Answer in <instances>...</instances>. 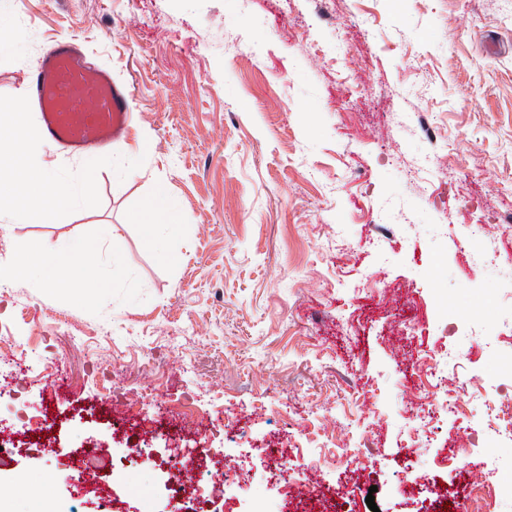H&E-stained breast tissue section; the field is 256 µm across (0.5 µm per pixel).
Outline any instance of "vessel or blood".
<instances>
[{"label": "vessel or blood", "mask_w": 512, "mask_h": 512, "mask_svg": "<svg viewBox=\"0 0 512 512\" xmlns=\"http://www.w3.org/2000/svg\"><path fill=\"white\" fill-rule=\"evenodd\" d=\"M26 89L39 109L46 138L73 153L110 146L127 131L130 88L109 70L91 67L73 39H59L28 75Z\"/></svg>", "instance_id": "vessel-or-blood-1"}]
</instances>
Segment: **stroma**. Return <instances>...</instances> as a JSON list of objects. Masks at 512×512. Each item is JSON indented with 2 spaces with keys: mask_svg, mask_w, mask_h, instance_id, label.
<instances>
[{
  "mask_svg": "<svg viewBox=\"0 0 512 512\" xmlns=\"http://www.w3.org/2000/svg\"><path fill=\"white\" fill-rule=\"evenodd\" d=\"M61 36L133 120L74 210L0 230V429L51 438L0 458L15 512H112L62 478L68 448L150 447L163 484L201 440L230 512L328 487L426 512L442 486L512 512L470 495L512 459V0H0V100ZM159 181L171 261L130 219ZM107 224L122 271L91 300L14 273L27 241ZM503 462L494 456H486L482 462V468L488 479L481 481L475 486L476 491L480 497H492L495 493V480L498 472L503 467Z\"/></svg>",
  "mask_w": 512,
  "mask_h": 512,
  "instance_id": "obj_1",
  "label": "stroma"
}]
</instances>
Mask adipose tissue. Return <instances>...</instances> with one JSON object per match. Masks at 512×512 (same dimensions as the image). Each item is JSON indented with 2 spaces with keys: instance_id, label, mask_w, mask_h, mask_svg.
<instances>
[{
  "instance_id": "obj_1",
  "label": "adipose tissue",
  "mask_w": 512,
  "mask_h": 512,
  "mask_svg": "<svg viewBox=\"0 0 512 512\" xmlns=\"http://www.w3.org/2000/svg\"><path fill=\"white\" fill-rule=\"evenodd\" d=\"M25 106L20 101H0V125L10 129L8 138L0 140V153L19 159L21 174L0 168V200H8L9 223H40L54 213L72 210L79 202L80 191L93 180L100 165L113 162L114 154L92 159L76 181L59 177L45 162L37 141L23 125ZM132 219L141 225L145 236L159 244L162 258L175 257L174 243L161 237L163 227L175 223L173 206L163 185H156L144 205ZM108 247L111 271L103 273L97 263L100 247ZM122 245L112 234L100 239L77 238L57 244L33 242L18 260V268L47 288L65 287L99 290L112 285L113 273L119 272Z\"/></svg>"
}]
</instances>
